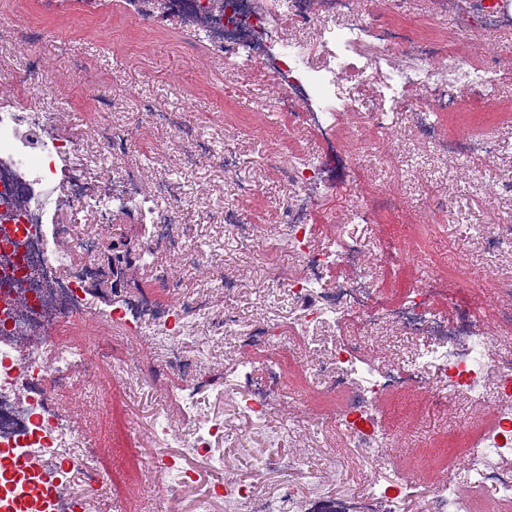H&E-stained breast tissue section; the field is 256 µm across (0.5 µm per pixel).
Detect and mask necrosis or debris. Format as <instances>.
I'll return each mask as SVG.
<instances>
[{
  "label": "necrosis or debris",
  "instance_id": "necrosis-or-debris-1",
  "mask_svg": "<svg viewBox=\"0 0 512 512\" xmlns=\"http://www.w3.org/2000/svg\"><path fill=\"white\" fill-rule=\"evenodd\" d=\"M169 14L192 23L204 33L211 48L229 60L244 59L253 67L278 76V111L294 118L298 127L316 132L323 142L319 158L301 166L279 167L281 178L294 189L297 203L283 217L285 238L298 254L302 272L285 278V291L300 307L296 322L275 325L264 319L242 322L232 309L211 315L209 291L185 297L177 279L164 280L178 300L170 304L150 297L134 302L138 325L147 326L156 352L166 366L183 379L177 387V409L188 428L173 429L168 409H161L150 434L161 447L182 448L213 456V441L224 434V419H201L195 413L200 392L220 391L217 381L199 371L200 358L189 356L185 344L195 330L187 322L196 311L206 330L205 343L232 341L238 355L225 375L240 397L239 406L251 421H260L272 402L284 397L282 372L268 368L264 382L253 370L270 350L300 357L306 374L318 377L324 397L337 400L336 421L349 447L368 459L380 457L394 436L382 426L384 402L401 397L423 403L437 413L466 405L467 418L454 419L453 437L468 460V481L425 482L429 468L446 466V449L418 454L411 466L387 481L366 483L360 493L342 502L344 512H405L407 502L422 499L425 512H499L512 506V278H496L503 305L479 314L461 308L448 293L447 275L420 273L414 287L395 292L380 283L362 265L361 239L336 235L333 248L322 252L310 245L312 211L335 175L353 169L351 155L336 148V129L344 113L357 109L355 100L340 93L345 78L368 71L379 74L384 101H403L414 91L426 94L418 129L440 154L475 165L494 156L492 143L461 132L440 136L429 113L454 108L464 89L486 87L491 67L469 62L453 64L432 41L413 42L401 55L390 52L389 34L372 31L354 8L355 0H129L131 14L150 21L156 4ZM314 28L323 64H315L307 45L289 38V29ZM46 110H29L0 97V464L16 465L15 474L0 484L20 512H98L107 493L101 471L80 463L75 454L77 431L55 405L57 392L74 388L75 367L85 372L113 366L124 379L133 373L113 364L106 349L77 353L55 332L82 310L87 286L94 275L101 237L80 243L84 262H68L69 248L48 234L44 226L59 206L61 180L82 148L52 129ZM113 200L149 210L158 204H176L179 184L167 181L145 191L135 179L112 184ZM336 273V286H320L327 273ZM494 324L501 349H492L486 332ZM358 325L361 336L344 337L346 325ZM381 324L397 326L416 341L411 363L376 361L362 353L366 335ZM329 326L338 338L328 355L318 354L315 341L320 326ZM40 328L38 344L19 351L7 339ZM35 468H25L27 460ZM148 469L156 483L154 512H179L181 488L194 485L196 472L177 466L173 457L155 456ZM288 470L303 477L300 457H283L276 440H269L258 472L227 473L223 486L196 498L193 512H309V498L301 485L283 483L276 493L261 496L257 475ZM493 489L481 502L471 490Z\"/></svg>",
  "mask_w": 512,
  "mask_h": 512
}]
</instances>
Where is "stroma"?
<instances>
[{"label":"stroma","instance_id":"stroma-1","mask_svg":"<svg viewBox=\"0 0 512 512\" xmlns=\"http://www.w3.org/2000/svg\"><path fill=\"white\" fill-rule=\"evenodd\" d=\"M368 20L386 22L413 37L467 30L463 53L472 61L492 63L496 78L483 92L463 91L456 110L435 116L442 134L463 129L493 139L497 152L485 179H474L459 159L438 155L434 145L420 137L416 114L422 96L414 92L397 104L391 114L390 134L372 127L380 102L371 86L346 80L344 91L354 97L358 112L338 130L341 146L357 153V171L337 179L333 189L316 203L317 231L314 246H329L330 225L348 224L350 232L369 241L419 243L420 269L445 266L466 269L467 279L449 283L459 306L486 309L501 302L487 280L491 275H512V245L488 251L480 231L495 214L512 213V197L504 189L512 179V24L492 33L469 32L474 0H360ZM39 63L45 80H24L32 63ZM15 87L19 103L35 109L54 110L53 130L77 138L88 159L74 173L89 192L136 175L148 182L172 180L182 187L181 199L167 217L187 226L188 258L159 259L156 267H133L124 284L113 286L105 258H98L100 275L89 285L91 307L127 306L133 296L164 299L162 269L179 277L184 294L206 288L212 271L219 270L238 284L236 293L213 295L215 311L230 307L242 321L257 317L285 324L299 317L297 306L278 293L281 279L300 271L297 259L281 245V218L294 203L286 183L270 170L265 159L282 143H289L288 162L318 153L317 135L290 128L278 114L277 81L271 71L250 67L230 68L224 58L209 54L193 30L165 9H158L149 26L135 25L127 16L124 0H108L104 12L87 20L80 0H64L62 7L41 6L38 0H0V85ZM169 109L174 122L168 127L141 132L140 140L123 155H113L96 137L97 126L120 124L140 130L146 105ZM209 144L214 155L235 152L238 173L251 181L255 192L238 198L231 179L218 168L187 166L184 153L191 143ZM397 194L395 208L378 212L368 221L347 222L348 209L377 186ZM238 209L243 223L257 224L269 243L256 252L240 241L225 237L224 229L206 216L210 210ZM56 222L66 240L79 241L94 234L105 238L144 239L146 227L136 216L116 209L110 223L79 206L64 207ZM428 224L431 234L416 240L415 227ZM70 344H85L96 337L112 349L118 360L142 369L141 383H126L102 370L96 383H82L83 398L60 396L80 430L82 453L111 482L115 507L106 512H146L154 493V480L144 462L154 453L142 442L149 432L152 413L166 399L177 378L167 370L150 343L136 337L131 324L107 326L75 319L62 328ZM287 403H280L259 424L233 420L224 431L222 449L241 472L253 471L265 450V438H281L283 456H308L320 468L326 457H335L340 478L315 487L319 499H341L363 479L385 480L389 473L377 464L358 458L344 447L335 431L315 437L288 433L282 427ZM449 422L421 411L408 425L405 442L389 448L388 456L400 460L416 449L432 448L448 436Z\"/></svg>","mask_w":512,"mask_h":512}]
</instances>
